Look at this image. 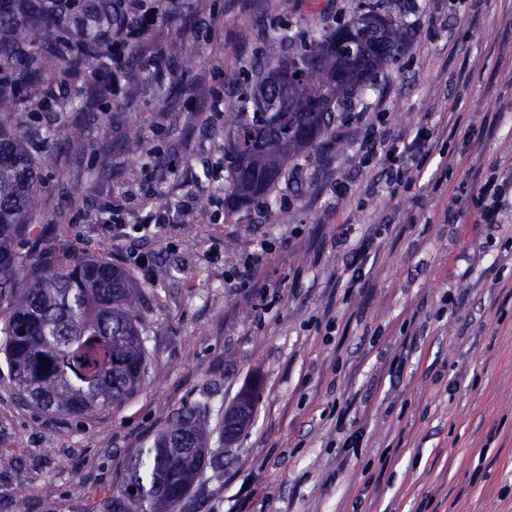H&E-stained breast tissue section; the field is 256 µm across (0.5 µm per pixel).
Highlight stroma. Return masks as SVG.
<instances>
[{
  "label": "stroma",
  "mask_w": 512,
  "mask_h": 512,
  "mask_svg": "<svg viewBox=\"0 0 512 512\" xmlns=\"http://www.w3.org/2000/svg\"><path fill=\"white\" fill-rule=\"evenodd\" d=\"M375 9L403 22L398 61L337 108L270 198L240 208L224 204L235 89L269 42H310L350 18L351 0H163L111 94L88 96L100 70L82 66L44 84L40 110L18 108V126L58 143L39 164V246L132 270L149 361L132 396L67 419L23 401L0 358V512H99L167 415L195 403L221 463L176 512H512V209L491 228L471 203L491 169L512 168V0ZM189 52L199 62L177 83L130 63L165 71ZM134 125L136 163L122 148ZM419 128L432 134L419 177L374 184L382 146ZM366 235L375 248L355 281L337 241ZM251 385L252 424L223 444L224 413Z\"/></svg>",
  "instance_id": "stroma-1"
}]
</instances>
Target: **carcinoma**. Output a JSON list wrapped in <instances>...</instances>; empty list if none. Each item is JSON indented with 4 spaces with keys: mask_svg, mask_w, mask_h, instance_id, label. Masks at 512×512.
<instances>
[{
    "mask_svg": "<svg viewBox=\"0 0 512 512\" xmlns=\"http://www.w3.org/2000/svg\"><path fill=\"white\" fill-rule=\"evenodd\" d=\"M75 2L41 7L11 0L0 9V79L13 83L0 93V350L21 399L66 418L124 401L144 380L148 362L141 294L128 270L101 257L60 258L33 245L18 250L42 224L43 181L30 135L14 122L16 106L39 105L44 75L66 81L69 72L48 58L75 68L94 64L126 26L112 0H86L79 10ZM403 40L400 21L360 0L350 19L319 41L293 44L286 55L270 43L263 59L269 77L258 93L241 92L225 115L226 205L268 197L288 163L329 132L347 94L396 61ZM123 147L140 157L139 128L129 130ZM211 434L206 407H182L130 461L123 485L100 512H173L195 480L220 463Z\"/></svg>",
    "mask_w": 512,
    "mask_h": 512,
    "instance_id": "cac0c4a2",
    "label": "carcinoma"
}]
</instances>
